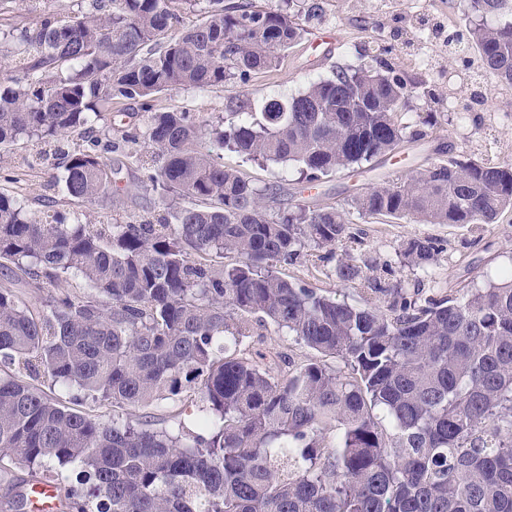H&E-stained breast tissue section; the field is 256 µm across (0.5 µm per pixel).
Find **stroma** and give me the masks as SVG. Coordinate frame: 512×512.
Instances as JSON below:
<instances>
[{
    "mask_svg": "<svg viewBox=\"0 0 512 512\" xmlns=\"http://www.w3.org/2000/svg\"><path fill=\"white\" fill-rule=\"evenodd\" d=\"M470 18L469 0H385L379 8L369 0H325L323 18L303 21L302 39L288 50L277 68L256 71L221 86L163 92L153 98V109L186 110L200 122L208 123L235 110L243 101L259 107L272 99L298 95L309 81L330 76L336 67L370 64L379 43L401 44L403 31L411 23L422 21L430 27L441 25L463 31ZM420 50L437 71L434 88L440 97L466 102L481 93L485 96L483 111L438 113L436 125L424 129L421 139L404 140L394 155L375 162L373 167L355 173L336 172L313 188L299 182L292 165L259 164L227 151L221 154L222 162L252 182L268 186V204L275 210L297 203L312 209H342L347 199L370 185L403 182L410 171L430 167L450 154L512 165V90L500 89L496 78L487 72H481L475 82L466 77L448 83L443 70L478 68L476 50H469L464 56L454 55L440 36L432 37ZM33 147V141L24 140L15 149L0 150V192L27 195L32 210L83 211L107 222L129 214L153 215L162 208L158 195L144 183L143 170L133 157L105 155L121 192L92 204H81L64 194L59 183L61 171L55 161H42L35 168L23 166V155ZM349 233V238L336 247L337 256L351 257L364 275L381 278L392 286L419 288L427 295L459 297L468 288L498 280L503 270L512 268L510 212L501 216L498 223L481 229L461 224H419L409 218L356 217ZM423 237L434 238L439 244L435 262L425 270L407 266L403 258L406 243ZM277 270L291 281L339 299L356 302L362 295L360 284H342L332 264L314 257L278 265ZM247 342L253 350L262 352L267 365L276 370L283 366L282 356L300 362L311 355L309 349L270 326L253 327Z\"/></svg>",
    "mask_w": 512,
    "mask_h": 512,
    "instance_id": "stroma-1",
    "label": "stroma"
}]
</instances>
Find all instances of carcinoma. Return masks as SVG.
Returning a JSON list of instances; mask_svg holds the SVG:
<instances>
[{
	"label": "carcinoma",
	"instance_id": "obj_1",
	"mask_svg": "<svg viewBox=\"0 0 512 512\" xmlns=\"http://www.w3.org/2000/svg\"><path fill=\"white\" fill-rule=\"evenodd\" d=\"M36 27L0 31L19 46L0 77V146L25 135L51 146L66 195H112L99 151L144 140L140 161L164 214L97 224L79 212L38 214L0 193V267L28 289L0 288V471L42 470L67 512H512V272L464 297L423 295L363 277L339 261L362 302L282 277L348 235L345 210L277 212L260 187L217 162V145L254 161L294 164L307 183L394 153L396 114L426 85L397 62L338 66L260 113L241 103L205 127L187 111H152L158 93L205 88L277 67L301 40L299 10L243 0H91L61 19L28 0ZM479 20L464 49L512 87V0H470ZM199 21L169 35L180 11ZM116 100L140 104L144 131L89 139ZM361 217L495 224L512 211V167L448 159L351 200ZM326 253H321V250ZM434 239L406 263L426 267ZM232 257L234 261L222 262ZM82 292H69L70 277ZM271 324L315 352L274 373L244 343ZM338 358L344 368L327 363ZM115 408L201 402L191 423L156 429L99 419L56 401ZM33 490L8 501L23 512Z\"/></svg>",
	"mask_w": 512,
	"mask_h": 512
}]
</instances>
